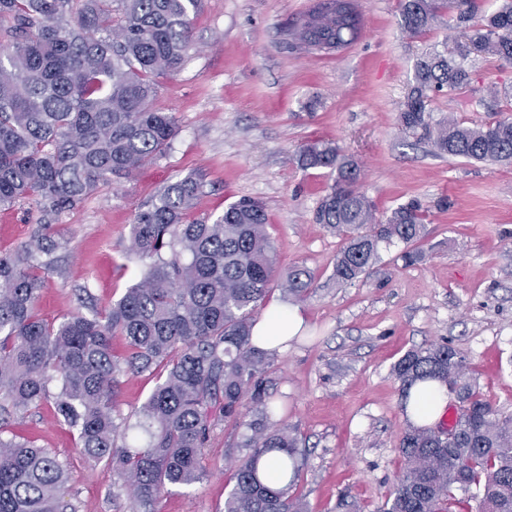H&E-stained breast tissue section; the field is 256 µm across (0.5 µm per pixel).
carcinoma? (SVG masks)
<instances>
[{"instance_id": "carcinoma-1", "label": "carcinoma", "mask_w": 512, "mask_h": 512, "mask_svg": "<svg viewBox=\"0 0 512 512\" xmlns=\"http://www.w3.org/2000/svg\"><path fill=\"white\" fill-rule=\"evenodd\" d=\"M202 0H0V208L32 200L61 213L110 176L129 177L162 155L175 117L149 106L157 78L176 72L191 44V16ZM453 6L470 21V0H403L401 27L413 36ZM361 30L353 0H316L288 29L305 47L336 51ZM479 52L512 63V0L479 29L433 49L415 65L399 113L439 155L512 160V118L483 126L433 118V94L467 85ZM303 166L335 174L317 221L344 240L337 283L357 281L401 242L406 265L424 214L410 201L378 217L359 190V165L332 142L301 154ZM201 183L168 184L134 214L132 252L144 262L137 284L90 317L49 321L38 302L55 246L53 225L0 252V512H77L63 500L67 470L45 448L5 436L8 416L49 404L76 434L83 455L112 470L131 496V512H160L173 488L202 480L204 447L217 421L244 452L222 512H306L297 493L304 466L298 437L274 422L268 392L276 351L259 347L258 310L281 281L298 299L312 283L298 266L279 270L261 202L242 199L215 219L190 218ZM123 341L121 352L112 341ZM155 373L156 387L120 427L113 416L121 373ZM402 398L450 376L461 385L452 431L409 424L399 440L404 468L378 512H512V418L501 419L467 377L466 358L445 344L408 349L392 367ZM280 460L278 478L262 475Z\"/></svg>"}]
</instances>
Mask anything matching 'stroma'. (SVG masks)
<instances>
[{
  "label": "stroma",
  "mask_w": 512,
  "mask_h": 512,
  "mask_svg": "<svg viewBox=\"0 0 512 512\" xmlns=\"http://www.w3.org/2000/svg\"><path fill=\"white\" fill-rule=\"evenodd\" d=\"M314 0H204L191 20L181 70L160 77L153 109L172 113L170 147L128 178H114L55 219L58 246L40 295L46 319L92 315L136 283L141 261L129 251L135 212L169 182L194 176L202 187L195 217L239 199L263 202L281 268L314 279L296 302L305 330L278 353L269 390L276 416L302 440L298 482L309 512H375L403 468L399 438L410 421L393 364L411 347L445 344L466 357L470 378L499 417L512 416V161L436 154L422 133L398 122L417 60L461 37L457 10L425 33L400 26L401 0H354L358 39L333 55L290 45L288 25ZM462 90L435 97V117L470 126L500 118L512 92V64L468 61ZM334 142L360 166L359 187L383 216L417 200L425 212L422 261L405 265L403 244L350 285L332 277L340 236L316 221L332 183L325 169L301 166L307 144ZM44 214L30 200L0 209V252L28 240ZM156 385L150 373L120 378L114 417L133 419ZM14 431L48 449L69 472L65 498L78 512H129L112 473L87 461L50 405L11 417ZM223 424L212 427L206 475L173 489L161 512H219L237 455Z\"/></svg>",
  "instance_id": "stroma-1"
}]
</instances>
